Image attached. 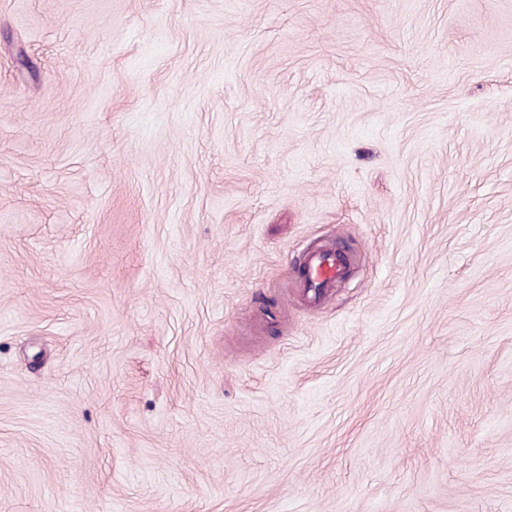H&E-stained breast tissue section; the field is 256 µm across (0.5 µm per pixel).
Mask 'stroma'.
<instances>
[{
    "instance_id": "stroma-1",
    "label": "stroma",
    "mask_w": 512,
    "mask_h": 512,
    "mask_svg": "<svg viewBox=\"0 0 512 512\" xmlns=\"http://www.w3.org/2000/svg\"><path fill=\"white\" fill-rule=\"evenodd\" d=\"M0 512H512V0H0ZM348 272V254L340 243L308 247L304 251L300 276L306 299L310 303L321 301Z\"/></svg>"
}]
</instances>
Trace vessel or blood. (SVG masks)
<instances>
[{"label": "vessel or blood", "mask_w": 512, "mask_h": 512, "mask_svg": "<svg viewBox=\"0 0 512 512\" xmlns=\"http://www.w3.org/2000/svg\"><path fill=\"white\" fill-rule=\"evenodd\" d=\"M348 272L349 258L339 243L308 247L300 276L306 299L312 303L321 301Z\"/></svg>", "instance_id": "1"}]
</instances>
